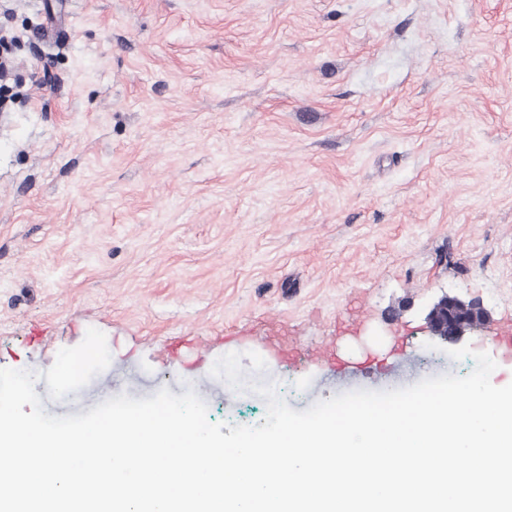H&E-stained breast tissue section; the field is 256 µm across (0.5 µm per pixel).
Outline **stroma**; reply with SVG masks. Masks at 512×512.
Here are the masks:
<instances>
[{
    "label": "stroma",
    "instance_id": "obj_1",
    "mask_svg": "<svg viewBox=\"0 0 512 512\" xmlns=\"http://www.w3.org/2000/svg\"><path fill=\"white\" fill-rule=\"evenodd\" d=\"M0 31V368L95 328L254 426L226 354L302 411L326 347L470 373L442 294L489 312L462 345L512 331V0H0ZM445 306H448V316L450 313L461 316L459 323L454 326L451 333H448V336L441 333L436 319V313ZM424 319L430 336L442 342L455 343L475 328L483 326L488 320V312L480 301L466 302L445 294L425 309Z\"/></svg>",
    "mask_w": 512,
    "mask_h": 512
}]
</instances>
